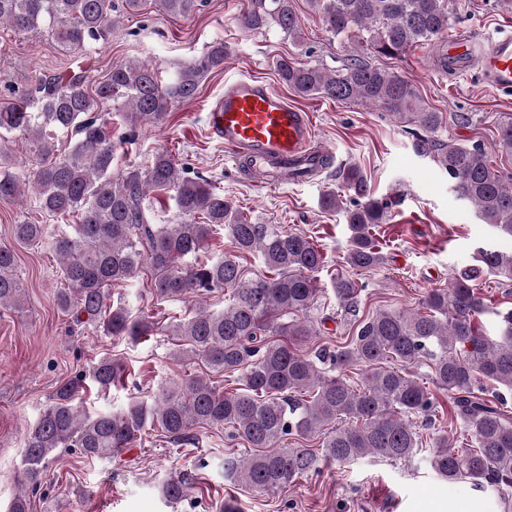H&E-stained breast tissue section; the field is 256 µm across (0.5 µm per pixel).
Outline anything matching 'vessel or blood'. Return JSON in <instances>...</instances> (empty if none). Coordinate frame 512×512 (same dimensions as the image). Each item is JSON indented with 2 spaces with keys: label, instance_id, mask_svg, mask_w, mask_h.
I'll return each mask as SVG.
<instances>
[{
  "label": "vessel or blood",
  "instance_id": "1",
  "mask_svg": "<svg viewBox=\"0 0 512 512\" xmlns=\"http://www.w3.org/2000/svg\"><path fill=\"white\" fill-rule=\"evenodd\" d=\"M435 52L447 56L455 72L477 70L487 86L512 93V31L492 37L457 36L439 44ZM207 121L210 134L223 144L228 159L249 157V175L258 186L267 185L274 167L308 177L324 155L323 149L310 146L309 116L255 79L226 82Z\"/></svg>",
  "mask_w": 512,
  "mask_h": 512
}]
</instances>
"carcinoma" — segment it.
Wrapping results in <instances>:
<instances>
[{"instance_id": "carcinoma-1", "label": "carcinoma", "mask_w": 512, "mask_h": 512, "mask_svg": "<svg viewBox=\"0 0 512 512\" xmlns=\"http://www.w3.org/2000/svg\"><path fill=\"white\" fill-rule=\"evenodd\" d=\"M141 0H0V24L20 32H46L63 49L79 53L109 40L114 16ZM201 0H155L160 11L187 16ZM332 37L357 41L375 58L396 59L419 45H432L455 31L448 0H309ZM241 26L300 35L292 0H247ZM224 42L184 63L169 81L158 67L122 63L91 92L82 76L36 77L14 102L0 106V131L19 134L38 166L24 181L0 153V199L35 189L49 215H74L73 233L57 235L51 248L61 258L57 308L75 321L93 322L107 336L137 341L158 329L145 308L111 303L109 288L142 271L150 274L156 301L188 300L193 308L171 335L179 353L208 370L187 384L163 385L151 402L133 400L117 412L91 413L77 396L92 384L100 391L122 385L126 365L104 357L77 372L55 391L24 439L20 479L37 489L60 448L86 459L112 458L142 435L158 430L174 443L190 442L198 427L227 431L253 449L224 456V476L259 494L274 495L317 469L319 458L345 464L365 457L407 461L420 457L453 484L468 480L491 489L498 503L512 505V308L492 310L475 292L482 271L512 281V253L480 248L477 261L447 288H434L417 307L378 309L357 321L343 346L303 348L317 335L314 317L320 294L316 273L324 257L310 236L278 224L253 222L206 178L180 173L171 155L156 152L145 166L129 165L112 176V116L136 130L161 124L172 107L195 98L201 81L224 64ZM281 81L302 97L357 101L418 127L416 150L433 156L463 200L500 235L512 237V173L492 167L475 143H444L434 135L443 113L428 106L416 86L363 58H349L331 72L288 58L277 62ZM119 112H110L111 106ZM498 151L512 158V117L498 124ZM77 137L58 156L59 134ZM349 202L329 191L323 208L345 211L351 236L346 264L370 270L381 263L372 230L386 223L395 201L376 198L356 166L337 174ZM173 201L167 224L153 223L150 193ZM224 230L233 252L199 258L213 228ZM14 239L34 245L44 225L20 221ZM259 256L264 270L250 272L246 256ZM15 250L0 246V308L21 309L22 285ZM364 285L344 274L333 280L339 305L350 311ZM224 296V309L208 299ZM494 311L502 330L491 337L479 320ZM429 368L432 386L448 395V426L422 441L416 419L435 411L436 397L413 372ZM356 366L359 381L347 378ZM234 375L239 391H224L222 375ZM467 446L455 447V432ZM323 436L321 451L302 441ZM180 476L161 484L163 499L176 503L190 492Z\"/></svg>"}]
</instances>
